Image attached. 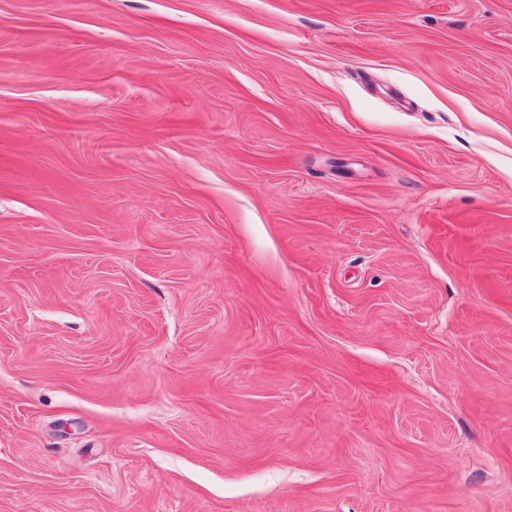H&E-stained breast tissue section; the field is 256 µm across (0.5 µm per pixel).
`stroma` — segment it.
Instances as JSON below:
<instances>
[{
	"mask_svg": "<svg viewBox=\"0 0 512 512\" xmlns=\"http://www.w3.org/2000/svg\"><path fill=\"white\" fill-rule=\"evenodd\" d=\"M0 512H512V0H0Z\"/></svg>",
	"mask_w": 512,
	"mask_h": 512,
	"instance_id": "1",
	"label": "stroma"
}]
</instances>
